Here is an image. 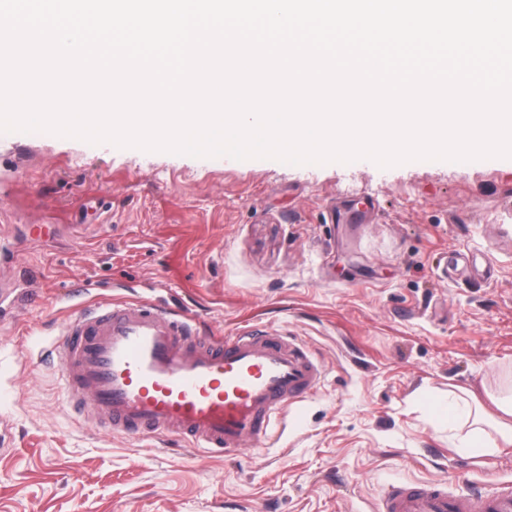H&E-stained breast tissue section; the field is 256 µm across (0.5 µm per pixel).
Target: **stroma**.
<instances>
[{
  "instance_id": "stroma-1",
  "label": "stroma",
  "mask_w": 512,
  "mask_h": 512,
  "mask_svg": "<svg viewBox=\"0 0 512 512\" xmlns=\"http://www.w3.org/2000/svg\"><path fill=\"white\" fill-rule=\"evenodd\" d=\"M368 200L371 223L338 221ZM0 241V512H378L393 482L512 480V446L457 451L436 408L461 386L494 412L512 368V159L293 165L0 133ZM78 284L220 336L287 332L324 380L229 457L108 434L46 360Z\"/></svg>"
}]
</instances>
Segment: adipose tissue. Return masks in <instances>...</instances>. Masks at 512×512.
<instances>
[{"mask_svg": "<svg viewBox=\"0 0 512 512\" xmlns=\"http://www.w3.org/2000/svg\"><path fill=\"white\" fill-rule=\"evenodd\" d=\"M466 389L458 388L448 393L445 407L448 418L463 416L467 432L458 437L457 446L463 451L478 455L489 454L500 447L512 444V388L494 397L493 402L500 412L501 421H487L481 411L472 407Z\"/></svg>", "mask_w": 512, "mask_h": 512, "instance_id": "1", "label": "adipose tissue"}]
</instances>
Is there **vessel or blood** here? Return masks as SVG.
<instances>
[{"label":"vessel or blood","instance_id":"obj_1","mask_svg":"<svg viewBox=\"0 0 512 512\" xmlns=\"http://www.w3.org/2000/svg\"><path fill=\"white\" fill-rule=\"evenodd\" d=\"M69 405L111 434H164L200 450L268 439L324 370L279 330L200 336L194 318L152 302L73 306L56 344ZM380 512H512V481L448 492L437 482L385 487Z\"/></svg>","mask_w":512,"mask_h":512}]
</instances>
